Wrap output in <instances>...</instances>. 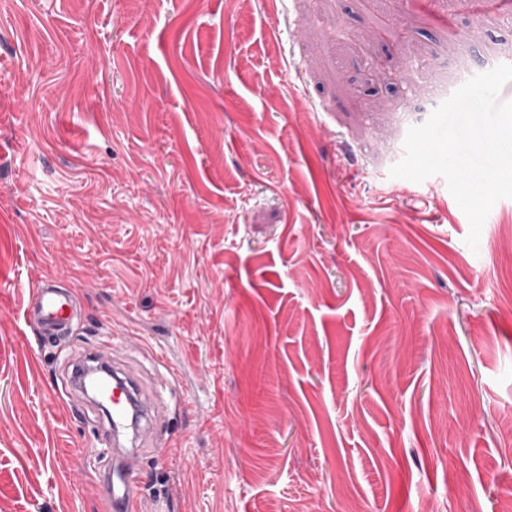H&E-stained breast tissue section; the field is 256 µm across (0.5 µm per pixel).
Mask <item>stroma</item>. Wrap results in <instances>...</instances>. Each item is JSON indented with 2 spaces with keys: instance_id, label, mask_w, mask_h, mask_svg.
<instances>
[{
  "instance_id": "stroma-1",
  "label": "stroma",
  "mask_w": 512,
  "mask_h": 512,
  "mask_svg": "<svg viewBox=\"0 0 512 512\" xmlns=\"http://www.w3.org/2000/svg\"><path fill=\"white\" fill-rule=\"evenodd\" d=\"M462 49L512 61V5L0 0V512H103L105 344L164 406L142 512L512 506V199L473 249L389 175ZM51 278L30 289L24 319L37 329L42 339L69 335L80 322L82 307L70 288L60 287Z\"/></svg>"
}]
</instances>
